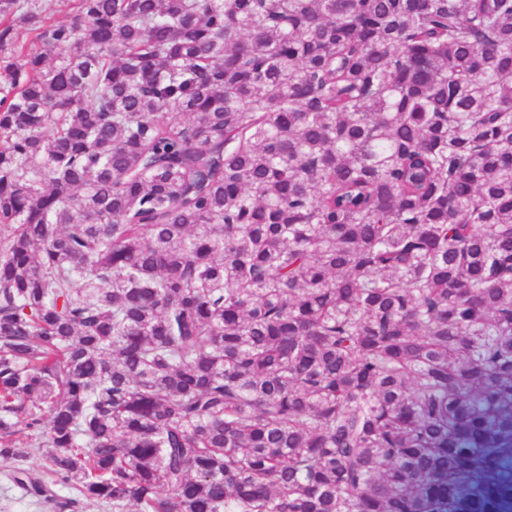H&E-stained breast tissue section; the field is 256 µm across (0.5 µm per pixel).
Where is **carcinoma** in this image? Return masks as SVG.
<instances>
[{
    "label": "carcinoma",
    "instance_id": "carcinoma-1",
    "mask_svg": "<svg viewBox=\"0 0 512 512\" xmlns=\"http://www.w3.org/2000/svg\"><path fill=\"white\" fill-rule=\"evenodd\" d=\"M0 459L512 512V0H0ZM77 3V0H36L42 16L55 23L69 20L76 11Z\"/></svg>",
    "mask_w": 512,
    "mask_h": 512
}]
</instances>
